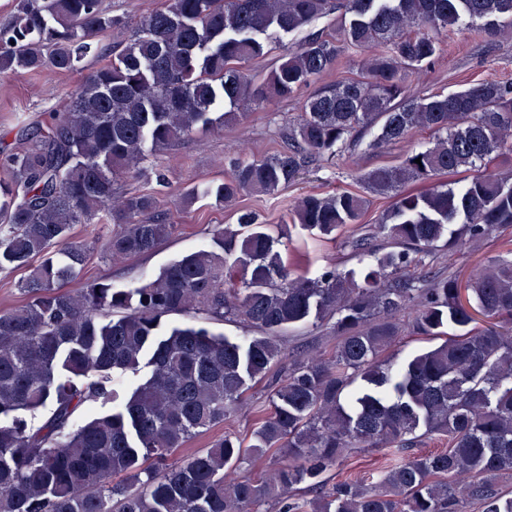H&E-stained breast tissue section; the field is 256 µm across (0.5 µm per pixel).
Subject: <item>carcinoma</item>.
Masks as SVG:
<instances>
[{"instance_id":"obj_1","label":"carcinoma","mask_w":512,"mask_h":512,"mask_svg":"<svg viewBox=\"0 0 512 512\" xmlns=\"http://www.w3.org/2000/svg\"><path fill=\"white\" fill-rule=\"evenodd\" d=\"M329 11V0H165L64 111L17 129L26 147L0 150L8 175L0 181V269L41 259L19 284L25 303L0 312V414L52 405L35 430L18 417L0 423V512H305L286 495L298 488L315 494L310 512H512V260L489 259L465 281L454 272L421 281L407 273L443 239L451 252L512 227V175L498 171L512 162V82L429 95L409 82L435 63L449 32L465 35L478 22L488 35L511 31L512 0H336V32L309 35L261 81L248 77L272 36ZM121 25L101 0H16L12 21L0 26V76L74 71L103 56L98 36ZM339 41L368 58L304 99L290 147L240 162L224 182L182 193L179 202L202 194L222 206L273 195L371 130L372 147L427 131L431 145L360 176L367 192L391 199L351 242L368 261L360 279L334 266L295 274L267 225L244 211L237 225L214 227L211 247L135 288L81 280L90 245L73 240L75 225L111 224L99 245L110 259L151 253L175 229L157 194L120 196V182H165V173L145 166L150 156L238 120L253 103L320 82ZM459 172L468 177L455 186L440 181ZM411 182L425 187L409 192ZM369 203L352 191L312 193L292 220L334 238L361 223ZM379 237L390 250L377 248ZM71 281L79 287L62 289ZM200 311L238 319L256 335L239 341L204 327L159 329L166 316ZM331 319L332 354L293 362L253 433L252 456L275 448L284 460L228 481L224 471L245 460L230 434L173 458L238 411L249 383L282 357V332ZM407 328L453 334L395 363L388 352ZM143 364L150 373L122 406L74 423L77 412L116 398L79 379ZM428 436L446 447L415 452ZM354 448H392L395 458L376 485L326 488L323 475ZM120 473L133 483H113Z\"/></svg>"}]
</instances>
